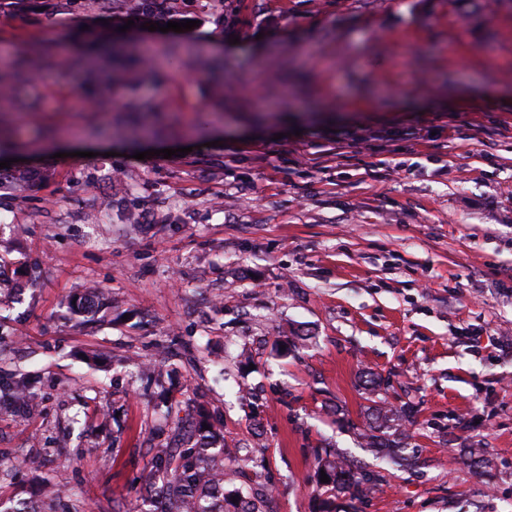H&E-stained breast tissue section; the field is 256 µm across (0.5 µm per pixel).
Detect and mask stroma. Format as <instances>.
I'll return each instance as SVG.
<instances>
[{"instance_id":"1","label":"stroma","mask_w":512,"mask_h":512,"mask_svg":"<svg viewBox=\"0 0 512 512\" xmlns=\"http://www.w3.org/2000/svg\"><path fill=\"white\" fill-rule=\"evenodd\" d=\"M56 1L0 12L9 62L55 58L0 114V507L130 512L204 405L275 512H320L316 448L383 475L362 512H512V0H173L167 33ZM116 35L163 56L99 112L61 62ZM73 129L94 157L47 156ZM92 283L111 308L72 316ZM378 406L415 409V470L369 447ZM36 392L28 377H20L10 386V396L14 405L24 411L31 412L36 407Z\"/></svg>"}]
</instances>
